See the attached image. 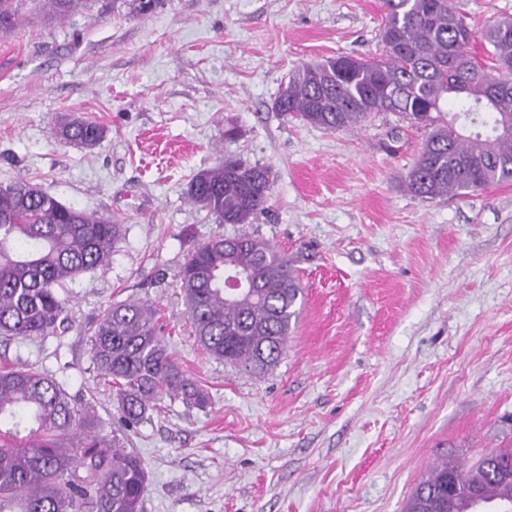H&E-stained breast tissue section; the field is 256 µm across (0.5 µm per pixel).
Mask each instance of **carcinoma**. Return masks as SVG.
Segmentation results:
<instances>
[{"label": "carcinoma", "mask_w": 512, "mask_h": 512, "mask_svg": "<svg viewBox=\"0 0 512 512\" xmlns=\"http://www.w3.org/2000/svg\"><path fill=\"white\" fill-rule=\"evenodd\" d=\"M65 16L80 0H43ZM384 54L341 72L329 59L302 64L274 102L327 131L396 112L427 131L404 185L425 199L460 197L512 182V19L476 31L451 0H384ZM492 47L488 59L473 51ZM459 110L447 115L448 99ZM476 126L478 130L467 131ZM68 142L97 145L104 127L58 123ZM271 170L226 156L196 173L188 200L221 224L251 223L264 210ZM124 236L108 215L67 206L30 181L0 185V337L45 336L66 322L59 289L112 261ZM224 249L218 235L198 245L178 272L196 341L227 364L261 374L281 358L303 288L292 260L246 230ZM252 274L257 287L229 297L224 269ZM91 358L112 389L124 426L134 428L167 397L203 407L208 396L169 353L155 310L115 303L90 328ZM54 378L27 367L0 368V512H142L148 473L117 432ZM512 512V449L469 467L442 461L413 489L405 512H472L473 499Z\"/></svg>", "instance_id": "obj_1"}]
</instances>
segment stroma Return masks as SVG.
<instances>
[{
    "mask_svg": "<svg viewBox=\"0 0 512 512\" xmlns=\"http://www.w3.org/2000/svg\"><path fill=\"white\" fill-rule=\"evenodd\" d=\"M451 3L479 30L512 17V0ZM35 6L20 0L0 31V184L25 178L125 237L62 290L65 327L0 339V365L43 371L119 428L89 329L116 302L157 310L211 402L162 400L127 431L144 512H403L435 462L512 448V183L421 199L403 177L424 130L381 112L330 132L273 108L304 62L379 58L382 0H161L146 15L91 0L53 22ZM69 115L105 139L61 140ZM227 154L271 168L247 230L304 287L260 376L197 345L176 278L197 245L237 230L186 196Z\"/></svg>",
    "mask_w": 512,
    "mask_h": 512,
    "instance_id": "obj_1",
    "label": "stroma"
}]
</instances>
